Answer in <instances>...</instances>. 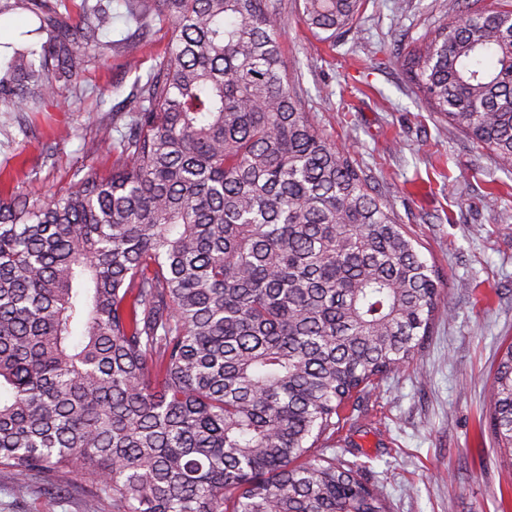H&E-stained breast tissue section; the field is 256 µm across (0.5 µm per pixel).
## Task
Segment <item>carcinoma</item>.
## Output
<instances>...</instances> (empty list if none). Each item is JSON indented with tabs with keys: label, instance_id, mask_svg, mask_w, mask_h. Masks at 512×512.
Wrapping results in <instances>:
<instances>
[{
	"label": "carcinoma",
	"instance_id": "carcinoma-1",
	"mask_svg": "<svg viewBox=\"0 0 512 512\" xmlns=\"http://www.w3.org/2000/svg\"><path fill=\"white\" fill-rule=\"evenodd\" d=\"M112 172L0 201V463L74 469L112 512H387L325 453L357 394L413 358L440 276L294 92L268 0H156ZM361 0H302L323 40ZM41 50L0 70L17 122L102 49L103 0H28ZM423 103L512 166V9L460 10L399 55ZM512 458V344L489 396Z\"/></svg>",
	"mask_w": 512,
	"mask_h": 512
}]
</instances>
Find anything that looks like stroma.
Returning a JSON list of instances; mask_svg holds the SVG:
<instances>
[{"instance_id":"stroma-1","label":"stroma","mask_w":512,"mask_h":512,"mask_svg":"<svg viewBox=\"0 0 512 512\" xmlns=\"http://www.w3.org/2000/svg\"><path fill=\"white\" fill-rule=\"evenodd\" d=\"M492 0H366L355 29L317 39L301 0H271L284 28V59L318 128L349 150L363 177L393 210L441 276L429 336L413 361L353 398L333 437L337 460L365 463L388 512H512V461L479 422L497 362L512 344V167L429 111L394 53L455 14ZM0 16V60L51 40L24 0ZM101 40L112 64L78 57L76 87L28 115L18 128L0 112V197L40 199L72 190L87 172L112 169L101 127L122 112L136 78L167 53L171 32L154 14L128 16L111 0ZM0 464V512H112L80 472L63 491L33 475L32 491L11 494Z\"/></svg>"}]
</instances>
